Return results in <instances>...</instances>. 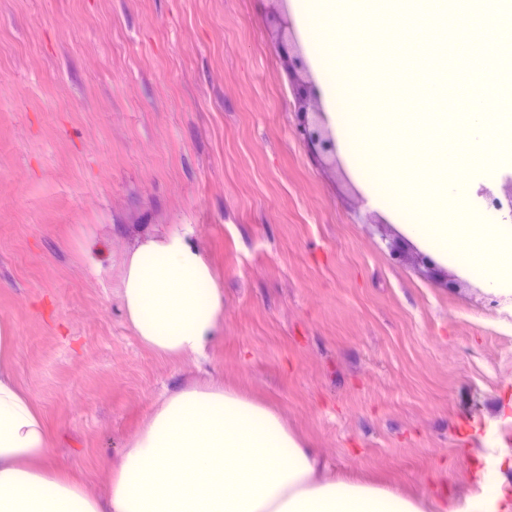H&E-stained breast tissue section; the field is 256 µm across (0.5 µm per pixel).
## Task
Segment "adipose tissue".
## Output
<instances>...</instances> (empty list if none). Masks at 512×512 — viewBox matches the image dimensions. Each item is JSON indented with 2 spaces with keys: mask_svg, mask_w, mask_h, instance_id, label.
Here are the masks:
<instances>
[{
  "mask_svg": "<svg viewBox=\"0 0 512 512\" xmlns=\"http://www.w3.org/2000/svg\"><path fill=\"white\" fill-rule=\"evenodd\" d=\"M118 295L142 348L203 355L223 322L215 272L187 233L157 225L125 251ZM14 328L0 320V512H433L435 500L349 472L327 473L276 407L193 382L153 404L109 475L106 497L56 466L44 415L14 377ZM453 512H512L486 478Z\"/></svg>",
  "mask_w": 512,
  "mask_h": 512,
  "instance_id": "1",
  "label": "adipose tissue"
}]
</instances>
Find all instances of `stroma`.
<instances>
[{
  "mask_svg": "<svg viewBox=\"0 0 512 512\" xmlns=\"http://www.w3.org/2000/svg\"><path fill=\"white\" fill-rule=\"evenodd\" d=\"M269 0H0V320L53 458L96 494L167 387L272 403L333 470L462 503L512 490V306L362 224L299 133ZM186 224L224 290L204 358L141 348L115 288Z\"/></svg>",
  "mask_w": 512,
  "mask_h": 512,
  "instance_id": "stroma-1",
  "label": "stroma"
}]
</instances>
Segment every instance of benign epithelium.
<instances>
[{
	"mask_svg": "<svg viewBox=\"0 0 512 512\" xmlns=\"http://www.w3.org/2000/svg\"><path fill=\"white\" fill-rule=\"evenodd\" d=\"M284 30L287 31L288 44L284 45V49L289 71L301 81L299 87L302 88V94L297 99L298 112L304 115L301 134L313 153L334 165L336 164V141L331 130L326 127L317 84L299 49L290 24H285ZM478 194L487 205L498 211L512 214V176H506L490 186L480 187Z\"/></svg>",
	"mask_w": 512,
	"mask_h": 512,
	"instance_id": "obj_1",
	"label": "benign epithelium"
}]
</instances>
